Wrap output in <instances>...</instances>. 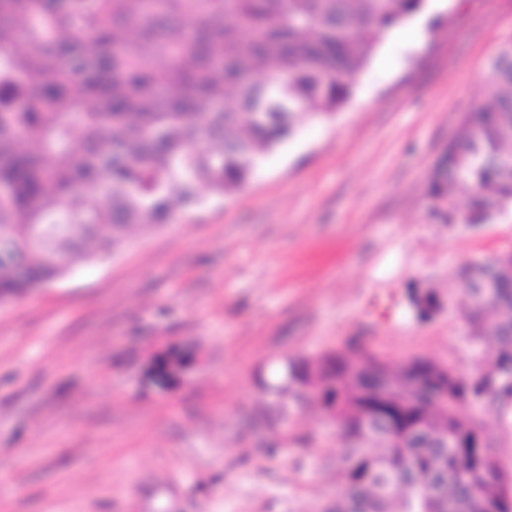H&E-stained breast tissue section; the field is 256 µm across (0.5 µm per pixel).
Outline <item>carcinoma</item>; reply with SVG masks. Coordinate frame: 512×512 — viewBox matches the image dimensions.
Masks as SVG:
<instances>
[{
  "label": "carcinoma",
  "mask_w": 512,
  "mask_h": 512,
  "mask_svg": "<svg viewBox=\"0 0 512 512\" xmlns=\"http://www.w3.org/2000/svg\"><path fill=\"white\" fill-rule=\"evenodd\" d=\"M423 0H0V304L113 256L128 232L224 200L297 122L331 116L389 29ZM32 47L19 54L15 46ZM430 177L446 224L512 208V38ZM471 192L461 211L457 196ZM470 267L463 377L422 356L326 352L309 394L336 423L339 489L321 512H512V469L481 403L512 406V249ZM428 422L448 441L413 428Z\"/></svg>",
  "instance_id": "1"
}]
</instances>
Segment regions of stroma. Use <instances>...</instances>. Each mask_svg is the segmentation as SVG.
Returning <instances> with one entry per match:
<instances>
[{
	"label": "stroma",
	"instance_id": "obj_1",
	"mask_svg": "<svg viewBox=\"0 0 512 512\" xmlns=\"http://www.w3.org/2000/svg\"><path fill=\"white\" fill-rule=\"evenodd\" d=\"M511 36L512 0H449L223 202L1 305L0 512H317L341 443L289 363L359 341L471 374L460 273L512 248V211L445 224L428 186ZM169 344L190 369L144 390Z\"/></svg>",
	"mask_w": 512,
	"mask_h": 512
}]
</instances>
